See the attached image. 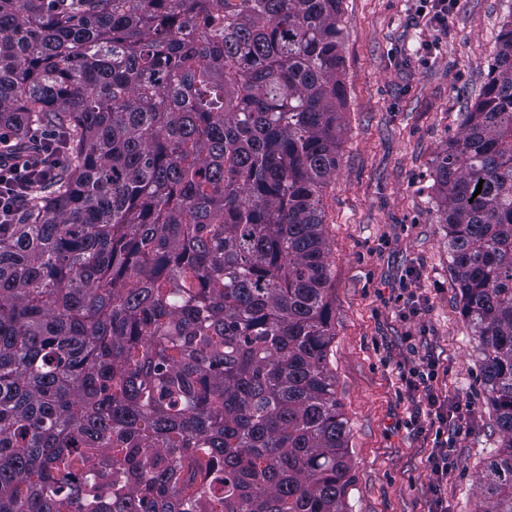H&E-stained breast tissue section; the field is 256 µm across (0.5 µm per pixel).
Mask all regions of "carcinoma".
Wrapping results in <instances>:
<instances>
[{
	"mask_svg": "<svg viewBox=\"0 0 512 512\" xmlns=\"http://www.w3.org/2000/svg\"><path fill=\"white\" fill-rule=\"evenodd\" d=\"M342 0H0V512H349L321 197ZM435 181L512 512V15ZM480 194H475L477 185ZM43 145L41 163L44 176L32 178V167L24 158H0V224H15L32 190L48 182V175L62 165V156L55 147V137L43 132L37 136Z\"/></svg>",
	"mask_w": 512,
	"mask_h": 512,
	"instance_id": "obj_1",
	"label": "carcinoma"
}]
</instances>
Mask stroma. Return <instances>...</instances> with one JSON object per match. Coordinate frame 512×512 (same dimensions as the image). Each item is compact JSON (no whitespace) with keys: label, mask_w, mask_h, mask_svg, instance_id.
<instances>
[{"label":"stroma","mask_w":512,"mask_h":512,"mask_svg":"<svg viewBox=\"0 0 512 512\" xmlns=\"http://www.w3.org/2000/svg\"><path fill=\"white\" fill-rule=\"evenodd\" d=\"M512 0H343L347 98L322 197L336 314L331 364L348 420L351 512H475L500 436L462 314L434 183L440 149L478 99ZM439 365L440 400L468 404L454 466L435 481V432L403 368Z\"/></svg>","instance_id":"obj_1"}]
</instances>
